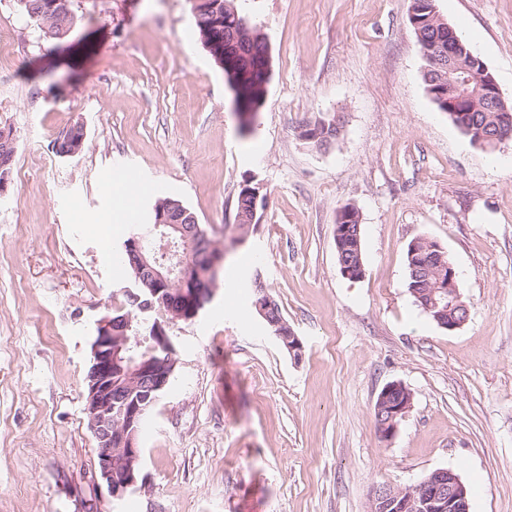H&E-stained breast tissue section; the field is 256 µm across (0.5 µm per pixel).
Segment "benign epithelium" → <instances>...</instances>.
<instances>
[{
  "mask_svg": "<svg viewBox=\"0 0 512 512\" xmlns=\"http://www.w3.org/2000/svg\"><path fill=\"white\" fill-rule=\"evenodd\" d=\"M443 28L448 31L447 74L443 87L430 90V95L446 104L448 116L464 132L470 130L469 113L475 111L472 103L480 102L484 112L498 113L496 133L479 135L476 144H501L509 140L505 131L512 128V110L504 105L495 78L451 25L445 23ZM254 31L261 28L251 23L247 15L233 6L224 10V33L232 34L234 39L224 43V52L213 54L221 68L235 70L238 56L243 54L236 39ZM180 231L181 225L171 214L162 213L147 229L136 228L124 243V250L138 262V275L155 285L150 306H159V318L148 350L137 358L130 356L142 345L141 339L132 341L126 336L130 318L114 321L107 314L96 324L92 367L87 377V413L99 448L97 473L114 498L123 496L140 480L137 434L144 414L154 407L171 375L168 355L174 352V347L166 327L177 320L198 316L206 296L193 284L199 278L211 276L223 261L220 255L204 270L191 264L189 249H180L174 238V233ZM172 295L182 297L190 305L189 315L173 309ZM424 295V307L439 326L452 331L465 324L457 316L462 306L458 293L447 294L434 288ZM274 335L294 357L301 355L302 344L293 331L279 328ZM412 399L409 389L399 382L382 388L374 406L382 439L393 438L412 407ZM468 508L467 488L451 469H439L425 476L414 494L391 484L376 485L370 494V512H467Z\"/></svg>",
  "mask_w": 512,
  "mask_h": 512,
  "instance_id": "benign-epithelium-1",
  "label": "benign epithelium"
}]
</instances>
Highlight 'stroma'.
I'll use <instances>...</instances> for the list:
<instances>
[{
    "label": "stroma",
    "instance_id": "35a3bbf8",
    "mask_svg": "<svg viewBox=\"0 0 512 512\" xmlns=\"http://www.w3.org/2000/svg\"><path fill=\"white\" fill-rule=\"evenodd\" d=\"M512 104V0H435ZM47 40L0 0V512H369L374 485L454 470L470 512H512V140L473 145L425 89L410 0H244L271 45L260 111L236 113L191 0H70ZM344 118L319 149L299 135ZM85 140L58 157L74 124ZM148 212L180 200L224 250L199 316L170 324L174 370L143 421L145 484L96 474L86 375L96 322L134 289L96 226L104 187ZM263 206L236 228L239 191ZM360 214L365 275L336 259L339 210ZM420 236L448 254L470 310L450 331L408 288ZM263 285L302 343L293 359L254 306ZM412 407L390 441L381 389ZM412 393L399 382L386 384L374 406L376 426L380 437L390 440L412 407Z\"/></svg>",
    "mask_w": 512,
    "mask_h": 512
}]
</instances>
